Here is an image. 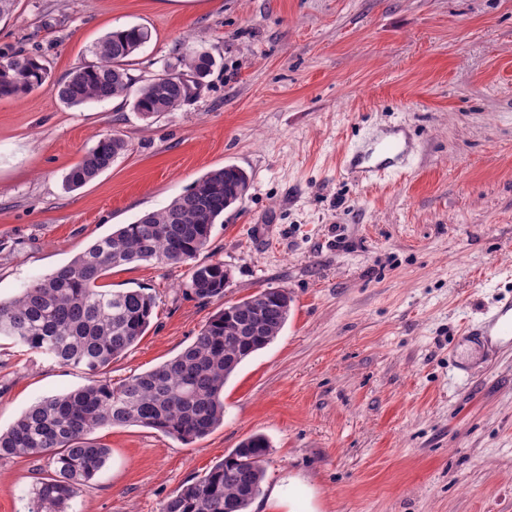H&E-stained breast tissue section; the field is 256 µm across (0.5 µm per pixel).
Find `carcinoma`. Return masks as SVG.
<instances>
[{"label":"carcinoma","mask_w":512,"mask_h":512,"mask_svg":"<svg viewBox=\"0 0 512 512\" xmlns=\"http://www.w3.org/2000/svg\"><path fill=\"white\" fill-rule=\"evenodd\" d=\"M150 37L141 26L112 29L92 45L96 62L53 83L38 58L3 54L0 99L48 84L71 106L120 98L131 102L145 121L173 112L191 97L179 75L203 77L214 60L205 51L189 50L179 66L137 87L128 63ZM127 147L117 133L99 135L67 174L66 186L81 187ZM249 186L250 177L235 165L212 170L164 209L96 241L34 280L19 297L0 300V337L89 375L88 384L37 401L0 432V459L42 456L53 466L52 475L32 485L28 512H66L69 501L101 471L109 449L91 438L99 428L138 425L190 444L223 424L224 384L245 359L279 335L290 311L288 292L266 288L224 306L176 357L114 385L101 375L145 334L156 301L143 288L104 290L99 281L111 269L133 262L196 259L224 210L241 200ZM228 283L221 261L190 268L189 287L200 300L223 296ZM269 448L264 435H251L203 476L174 491L160 512H248L262 492Z\"/></svg>","instance_id":"1"}]
</instances>
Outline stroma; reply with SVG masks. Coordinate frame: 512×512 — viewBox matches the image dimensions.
Instances as JSON below:
<instances>
[{
  "label": "stroma",
  "instance_id": "1",
  "mask_svg": "<svg viewBox=\"0 0 512 512\" xmlns=\"http://www.w3.org/2000/svg\"><path fill=\"white\" fill-rule=\"evenodd\" d=\"M132 25L151 32L134 77L188 48L216 64L152 121L115 100L71 108L47 86L0 99V300L233 164L250 188L196 258L223 261V296L197 299L186 264L110 270L105 288L146 289L156 306L106 377L173 358L224 303L266 288L292 303L202 440L98 429L110 456L73 512H159L254 434L285 512H512V341L489 356L466 334L512 295V0H17L0 53L39 56L56 80ZM389 130L412 140L406 166L351 179L344 155ZM106 132L127 152L67 189ZM87 382L0 342V430ZM48 469L0 460V512H27Z\"/></svg>",
  "mask_w": 512,
  "mask_h": 512
}]
</instances>
